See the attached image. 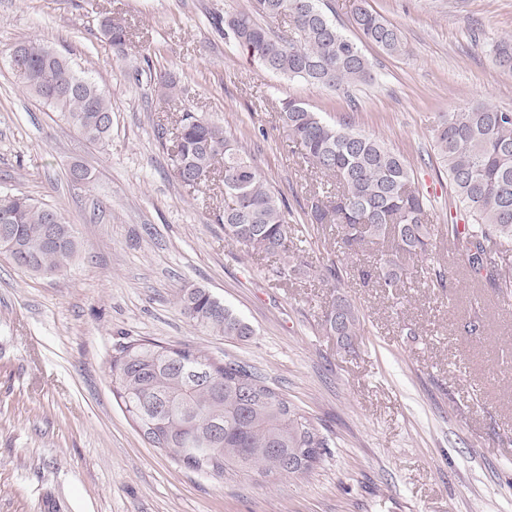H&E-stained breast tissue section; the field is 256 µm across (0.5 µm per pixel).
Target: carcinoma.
<instances>
[{
  "label": "carcinoma",
  "instance_id": "1",
  "mask_svg": "<svg viewBox=\"0 0 512 512\" xmlns=\"http://www.w3.org/2000/svg\"><path fill=\"white\" fill-rule=\"evenodd\" d=\"M325 0H252L251 9L224 17L234 40L266 71L341 90L370 78L371 62L362 45L390 57L410 55L401 29L356 0L344 34L326 11ZM103 36L116 54L128 45L125 26L101 21ZM25 75L21 90L60 112L90 143L105 142L104 123L112 105L96 80L78 72L67 56L30 36L16 45ZM495 63L512 73V39L495 46ZM281 119L291 152L327 187L309 193L307 214L318 226L341 230L338 263L321 280L336 292L325 311V332L346 349L361 326L359 310L340 291L339 265L353 264L366 245L384 244L374 264L355 266L365 287L388 297L405 287L408 262L435 260L431 204L415 182L410 164L377 137L349 121L330 123L305 102L281 103ZM436 158L454 199L472 223L448 225V246L471 281L512 297V110L484 99L454 112H437L432 125ZM174 177L186 186L193 173L220 172L224 183V235L250 256L277 257V275L314 270L295 247L288 204L262 177L224 127L204 116L182 113L169 151ZM9 210V240L0 245L12 262L32 276L66 270L77 252L71 224H49V207L24 194L0 193V213ZM185 316L225 338L246 340L251 326L207 288L178 293ZM113 394L143 437L168 451L176 464L222 476L257 471L266 477L303 474L327 447L315 422L284 398L257 371L235 360L214 358L186 346L155 340L123 344L110 363Z\"/></svg>",
  "mask_w": 512,
  "mask_h": 512
}]
</instances>
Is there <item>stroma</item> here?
Listing matches in <instances>:
<instances>
[{"label":"stroma","mask_w":512,"mask_h":512,"mask_svg":"<svg viewBox=\"0 0 512 512\" xmlns=\"http://www.w3.org/2000/svg\"><path fill=\"white\" fill-rule=\"evenodd\" d=\"M411 48L373 46L365 83L332 91L261 70L224 32L251 0H0V52L39 36L95 78L112 134L87 142L24 94L0 55V192L59 208L78 251L66 272L36 277L0 253V512H512V300L472 286L448 255L463 218L440 172L430 126L482 96L512 108V75L492 47L512 35V0H367ZM120 20L116 56L101 33ZM171 74L178 99L153 80ZM323 118H353L410 163L432 199L436 257L450 289L421 264L397 298L342 271L363 331L340 349L321 320L334 294L318 276L277 278L243 255L217 216L221 182L175 179L162 145L183 111L224 126L307 223L316 181L292 155L280 117L288 98ZM82 165L88 182L72 180ZM207 288L252 328L245 341L195 326L178 289ZM486 332L458 327L473 313ZM415 335L400 332L403 324ZM153 339L256 368L311 417L329 446L310 473L273 480L178 466L152 447L112 393L124 343ZM101 31L116 54L119 55L125 52L128 45L127 31L120 21L108 17L104 18L101 21Z\"/></svg>","instance_id":"obj_1"}]
</instances>
